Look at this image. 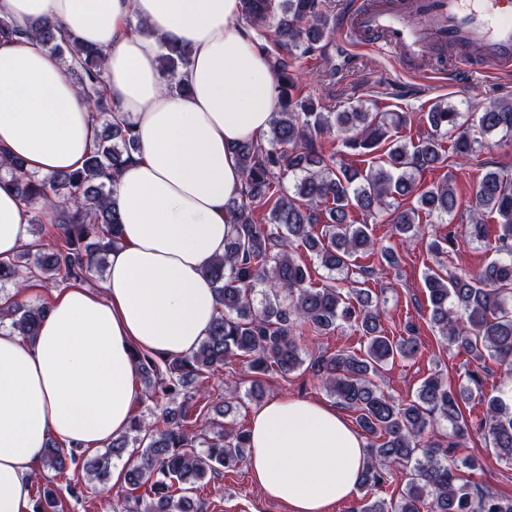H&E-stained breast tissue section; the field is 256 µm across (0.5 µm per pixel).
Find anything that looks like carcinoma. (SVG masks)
Listing matches in <instances>:
<instances>
[{
    "mask_svg": "<svg viewBox=\"0 0 512 512\" xmlns=\"http://www.w3.org/2000/svg\"><path fill=\"white\" fill-rule=\"evenodd\" d=\"M245 18L265 38L264 50L273 60L278 108L270 123L268 145L252 141L236 149L244 176L240 195L228 203L234 224L224 245V257L208 273L219 304V315L209 334L192 353L157 358L136 353L138 375L146 393L157 397L159 417L147 423L133 415L126 432L112 439L93 458L67 453L50 441L41 455L43 469L60 475L80 465L105 484L112 458L129 443L138 445V457L127 470L128 498L135 512H206V503L188 496L209 474L247 461L248 431H221L195 450L191 430H203L200 403L206 399L204 382L224 369L230 359L245 358L253 372L288 374L306 367L356 414L358 427L375 439L367 447V461L358 479L364 491L356 512H512V497L488 489H474L460 476L465 459L449 464L452 448L439 439L438 426L446 422L457 444L470 435L462 403L479 399L484 405L481 435L502 458L512 460V397H487L478 388L454 389L438 375L427 377L415 399L397 403L372 380L396 358H413L420 349L419 329L409 324L402 336H389L380 321L378 304L368 290L332 284L316 287L309 267L293 252L315 253L329 273L347 275L361 254H380V271L400 265L391 246L376 249L369 222L389 215L391 236L422 238L420 214L440 222L458 210V198L447 182L422 188L416 175L454 160L465 165L478 156L483 143L461 122L463 113L443 101L430 104L418 124L416 138L402 135L407 118L401 113L372 112L358 105L343 111H322L310 97L297 95L298 54L306 55L333 35L336 20L322 0H244ZM34 35L51 54L63 61L75 83L95 98L99 133L95 149L75 171L38 178L22 162L0 156V171L11 175L22 199L32 207L31 223L49 220L57 225L53 243L28 249L0 262V288L24 294L25 283L38 278L52 285L82 281L106 266L117 239L119 219L112 190L106 183L135 150L133 125L112 121V100L102 91L105 82L102 52L84 46L53 23L38 26ZM191 52L185 46L164 44L160 67L170 87L183 92L182 79ZM473 122L482 134L512 137V100L501 99L480 112ZM333 138L359 157L373 156L367 167L336 163V152L326 153L322 140ZM290 179V186L284 185ZM409 201V207L402 206ZM264 210L259 222L256 209ZM496 220L503 255L476 274H441L430 268L424 275L429 321L450 346L473 362L494 360L512 379V176L502 169L487 170L476 192L469 216V236L481 241ZM433 255L444 253L452 235L424 239ZM280 246L272 253L274 246ZM44 304L16 301L0 315L24 339L37 335ZM348 321L366 338L360 354L337 351L303 357L296 327L308 324L319 332ZM405 473L406 489L397 500L373 496V488L388 480L390 467ZM34 512H64L59 487L34 473Z\"/></svg>",
    "mask_w": 512,
    "mask_h": 512,
    "instance_id": "1",
    "label": "carcinoma"
}]
</instances>
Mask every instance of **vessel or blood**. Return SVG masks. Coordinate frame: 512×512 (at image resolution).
<instances>
[{
  "instance_id": "vessel-or-blood-1",
  "label": "vessel or blood",
  "mask_w": 512,
  "mask_h": 512,
  "mask_svg": "<svg viewBox=\"0 0 512 512\" xmlns=\"http://www.w3.org/2000/svg\"><path fill=\"white\" fill-rule=\"evenodd\" d=\"M336 39L388 51L399 63L421 61L433 44L462 48L459 68L512 70V0H352Z\"/></svg>"
}]
</instances>
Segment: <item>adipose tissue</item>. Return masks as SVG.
<instances>
[{
    "label": "adipose tissue",
    "instance_id": "adipose-tissue-1",
    "mask_svg": "<svg viewBox=\"0 0 512 512\" xmlns=\"http://www.w3.org/2000/svg\"><path fill=\"white\" fill-rule=\"evenodd\" d=\"M0 151L42 178L80 168L97 126L91 104L33 34L59 24L105 55L104 93L132 123L136 149L113 182L119 240L100 287L54 292L33 340L0 327V512H33V473L49 439L102 450L140 394L134 351L183 356L207 336L218 302L207 276L232 230L243 175L235 145L263 140L278 100L269 57L243 0H0ZM192 50L188 92L172 91L161 41ZM31 212L0 176V259L30 244ZM247 468L288 512L352 498L362 437L333 407L277 397L249 425Z\"/></svg>",
    "mask_w": 512,
    "mask_h": 512
}]
</instances>
